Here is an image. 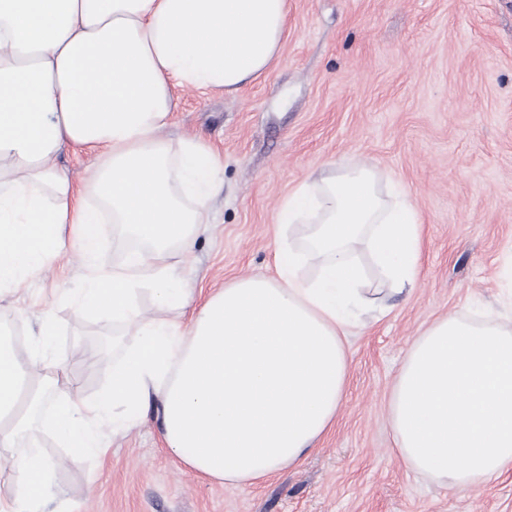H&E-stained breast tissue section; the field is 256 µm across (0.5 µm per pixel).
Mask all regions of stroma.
<instances>
[{"label":"stroma","mask_w":512,"mask_h":512,"mask_svg":"<svg viewBox=\"0 0 512 512\" xmlns=\"http://www.w3.org/2000/svg\"><path fill=\"white\" fill-rule=\"evenodd\" d=\"M163 137H200L224 164L209 224L188 259L194 306L238 278L275 276L277 213L303 181L370 161L401 184L422 220L411 294L346 338L347 386L329 429L297 465L246 485L197 476L166 450L158 408L110 439L105 456L68 463L45 435L52 512H512V471L452 490L393 451L391 392L415 339L453 312L512 325V286L497 276L512 248V0H288L276 65L233 93L177 92ZM85 270L72 252L0 308V332L35 345L55 321L52 361L96 398L120 348L60 289Z\"/></svg>","instance_id":"obj_1"}]
</instances>
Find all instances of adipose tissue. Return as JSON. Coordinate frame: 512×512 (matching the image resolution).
<instances>
[{"mask_svg": "<svg viewBox=\"0 0 512 512\" xmlns=\"http://www.w3.org/2000/svg\"><path fill=\"white\" fill-rule=\"evenodd\" d=\"M287 20L288 0H0V302L72 249L84 281L62 296L78 313L138 330L91 402L34 368L53 347L51 314L32 356L0 340L1 448L36 426L63 440L71 461L98 457L103 427L123 432L156 401L169 453L243 484L300 463L332 423L346 388L345 338L370 303L361 250L389 293L415 284L420 217L401 185L399 202L387 203L367 162L300 184L278 222L303 242L279 246L276 278L236 280L197 310L172 260L190 253L223 180L198 138H162L175 90L231 93L263 76ZM66 150L95 158L80 200L54 164ZM105 224L124 233L109 269ZM307 262L319 266L315 281L296 275ZM389 412L397 454L451 489L512 470V327L436 319L414 339ZM55 466L19 455L6 512H47Z\"/></svg>", "mask_w": 512, "mask_h": 512, "instance_id": "obj_1", "label": "adipose tissue"}]
</instances>
